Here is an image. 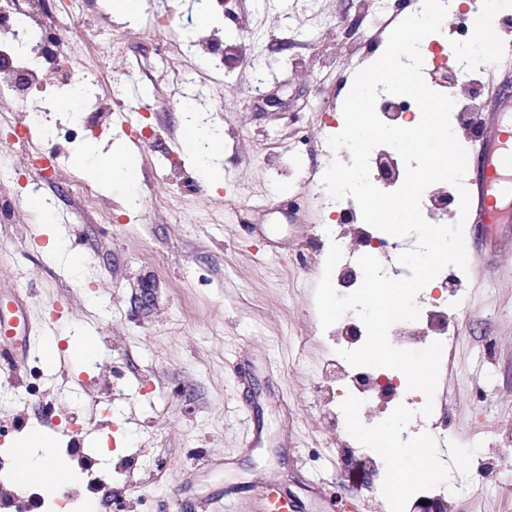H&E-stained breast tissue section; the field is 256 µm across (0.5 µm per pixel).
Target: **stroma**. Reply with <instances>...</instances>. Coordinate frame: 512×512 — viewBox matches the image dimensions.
<instances>
[{"mask_svg":"<svg viewBox=\"0 0 512 512\" xmlns=\"http://www.w3.org/2000/svg\"><path fill=\"white\" fill-rule=\"evenodd\" d=\"M108 7L94 0L70 37L73 60L90 69L96 12ZM211 8L212 27L239 50L233 68L184 50L157 63L172 38L186 42L200 30L195 0H155L157 23L115 63L136 75L129 112L102 126L85 116L88 139L136 159L138 208L103 191L85 209L71 185L94 178L62 142L63 174L43 192L54 223L26 208L0 217V308L33 336L21 367L0 352V448L23 432L56 436L69 473L57 496L76 497L69 512H257L265 487L288 499V512H410L424 492L443 493L442 469L409 483L397 502L390 461L361 460L368 431L408 427L420 440L429 420L469 485L448 497V512H512V224L491 228L469 209L472 262L448 266L414 297L423 309L449 291L460 296L448 329L461 344L443 357L431 415L404 382L397 402L353 400L325 374L336 330L320 324L315 287L332 238L348 245L356 233L318 183L333 160H351L328 145L356 76L342 57L354 49L373 64L389 34L367 20L349 31L359 0H211ZM511 46L512 28L502 30L472 75L480 130L455 132L473 197L483 179L477 135L490 132L498 100L512 97ZM195 89L201 117L224 136L220 187L183 154L180 116L167 106ZM143 101L155 105L141 117L152 134L127 137ZM48 146L41 136L0 141L1 197H20L38 179L23 159ZM57 236L65 252H46ZM73 255L82 260L77 273ZM80 336L98 354L76 365L70 344ZM50 337L52 363L40 348Z\"/></svg>","mask_w":512,"mask_h":512,"instance_id":"35a3bbf8","label":"stroma"}]
</instances>
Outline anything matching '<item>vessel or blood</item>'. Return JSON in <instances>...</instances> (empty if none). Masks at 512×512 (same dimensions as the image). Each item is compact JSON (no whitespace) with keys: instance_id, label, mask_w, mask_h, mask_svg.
<instances>
[{"instance_id":"obj_1","label":"vessel or blood","mask_w":512,"mask_h":512,"mask_svg":"<svg viewBox=\"0 0 512 512\" xmlns=\"http://www.w3.org/2000/svg\"><path fill=\"white\" fill-rule=\"evenodd\" d=\"M485 163L478 205L494 224L512 222V102H502L498 133L481 144Z\"/></svg>"}]
</instances>
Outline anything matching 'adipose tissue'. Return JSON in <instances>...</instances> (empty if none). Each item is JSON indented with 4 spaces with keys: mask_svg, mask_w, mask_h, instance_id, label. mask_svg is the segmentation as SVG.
<instances>
[{
    "mask_svg": "<svg viewBox=\"0 0 512 512\" xmlns=\"http://www.w3.org/2000/svg\"><path fill=\"white\" fill-rule=\"evenodd\" d=\"M182 132L189 135L187 156L195 163L203 175L213 184L224 182L221 161L224 157V138L209 125L203 124L196 112L194 101L185 100L180 108ZM77 167L88 169L104 188L124 192L128 206H137L140 196L138 167L124 155L102 154L96 142L86 143L75 158ZM375 442L387 453L392 467L394 493H401L407 471L404 459H412L416 465V479H426L433 470L434 457L425 442L412 444L404 450H397L390 435L378 434ZM21 459L15 464L14 479L22 486H35L45 492H54L60 480L65 477L61 463L53 459V442L43 434H35L19 443Z\"/></svg>",
    "mask_w": 512,
    "mask_h": 512,
    "instance_id": "adipose-tissue-1",
    "label": "adipose tissue"
}]
</instances>
